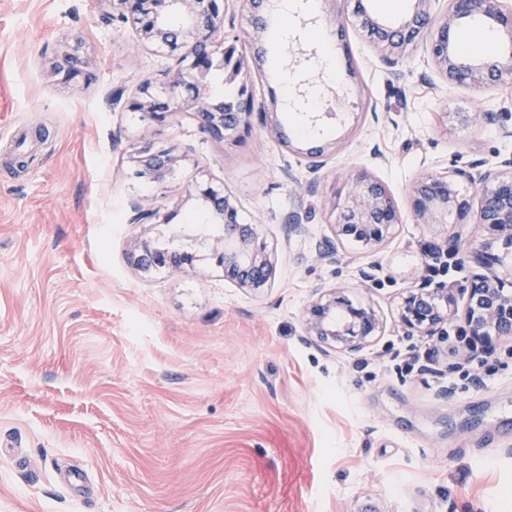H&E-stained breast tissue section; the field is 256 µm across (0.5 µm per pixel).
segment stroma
Listing matches in <instances>:
<instances>
[{
  "instance_id": "obj_1",
  "label": "stroma",
  "mask_w": 512,
  "mask_h": 512,
  "mask_svg": "<svg viewBox=\"0 0 512 512\" xmlns=\"http://www.w3.org/2000/svg\"><path fill=\"white\" fill-rule=\"evenodd\" d=\"M112 0H0V512H512V339L464 360L456 339L407 336L406 291L430 279L427 252L462 235L443 282L452 328L476 271L477 224L415 223L410 183L424 171L496 163L512 153V79L484 91L446 83L422 43L393 77L356 23L300 30L331 43L340 114L317 127L278 110L282 143L253 120L249 134L212 139L190 112L157 125L129 104L173 61L142 44ZM224 34L265 54L256 103L282 83L281 41L259 44L240 0ZM79 48L78 76L51 63ZM494 114L464 124L460 112ZM327 144L311 171L305 137ZM142 141L180 162L150 184L129 162ZM366 171L391 192L401 222L376 248L336 240L349 178ZM238 201L275 272L245 291L200 258L143 272L129 252L150 229L130 207L152 199L172 226L201 215L191 183ZM300 212V232L289 214ZM333 244L332 259L318 251ZM371 307L383 328L350 352L306 335L316 286ZM89 489H68V469Z\"/></svg>"
}]
</instances>
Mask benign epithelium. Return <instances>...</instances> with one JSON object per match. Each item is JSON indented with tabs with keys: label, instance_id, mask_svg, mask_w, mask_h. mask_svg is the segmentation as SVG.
Instances as JSON below:
<instances>
[{
	"label": "benign epithelium",
	"instance_id": "benign-epithelium-1",
	"mask_svg": "<svg viewBox=\"0 0 512 512\" xmlns=\"http://www.w3.org/2000/svg\"><path fill=\"white\" fill-rule=\"evenodd\" d=\"M428 0H414L412 13L397 23L358 7L356 17L361 28L381 52L384 65L398 76L403 64L405 47L423 41L429 59L439 75L450 85L472 89L490 88L512 76V0H448L445 14L434 19L424 8ZM125 6L122 17L136 25L139 40L161 54L179 53L175 69L159 84H152L130 104V110L142 112L157 124H164L174 112H193L201 128L216 140L226 134L246 133L253 116L269 124V131L281 135L276 120H267V113L257 106L248 88L250 63L235 57L232 47L225 45L224 0H119ZM254 34L267 30V15L273 0H242ZM178 15L182 23L172 30L167 19ZM479 18L490 30H500L508 36V50L503 53H469L458 48L456 30L460 24ZM78 47L67 48L55 61L54 71L69 80L80 73L82 61ZM288 61L285 76L292 83L293 94L286 102L294 112H304L316 125L334 116L332 104L340 92L328 88L322 92L324 109L306 108L316 95L317 83L310 77L309 63L316 51L303 46L297 34H289L283 42ZM224 60L225 73L232 79L242 78L238 106L223 111L212 101L205 82L191 78L195 70L204 73L213 65L216 55ZM130 162L139 171L152 175L156 181L165 178L176 157L146 143L133 150ZM465 178L481 185L477 210L470 199L454 189V183ZM200 206L212 212L224 223V233L213 240L193 231L183 232L180 251H171L164 243L145 240L134 246L131 263L149 270L167 266L181 271L196 260L194 246L209 247L210 259L224 268V277L239 288L257 291L267 285L274 272L271 254L255 224H237L231 220L237 202L228 193L210 184H197L187 190ZM410 203L417 224H481L489 236L472 251L476 264L483 268L495 266L505 270L504 276H476L467 293L464 327L459 335L469 355L493 347V338L512 337V292L505 289L506 279L512 280V155L498 165L471 172L458 170L453 174L430 172L419 176L409 189ZM131 224H164L166 218L152 203L142 200L132 206ZM400 223L399 211L387 187L373 175L361 171L353 175L344 204L339 210L335 236L351 238L375 247ZM444 289L424 284L410 291L401 302L398 321L408 336L414 334L448 335L444 324L450 320L438 301ZM307 335L338 348L361 349L377 335L382 323L371 308L356 307L336 288L319 287L307 307L304 319Z\"/></svg>",
	"mask_w": 512,
	"mask_h": 512
}]
</instances>
